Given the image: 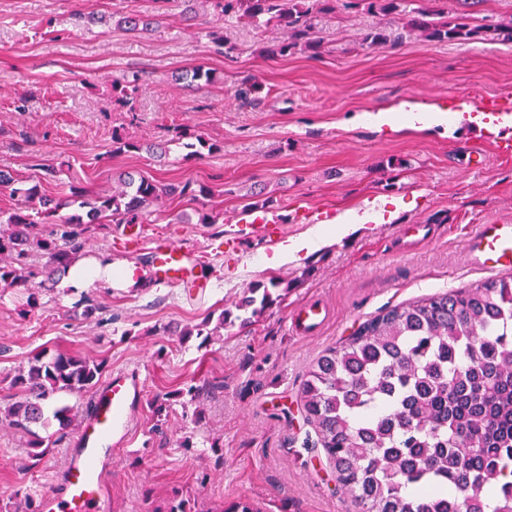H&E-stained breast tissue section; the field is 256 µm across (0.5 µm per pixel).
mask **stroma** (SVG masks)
<instances>
[{"instance_id": "35a3bbf8", "label": "stroma", "mask_w": 512, "mask_h": 512, "mask_svg": "<svg viewBox=\"0 0 512 512\" xmlns=\"http://www.w3.org/2000/svg\"><path fill=\"white\" fill-rule=\"evenodd\" d=\"M415 0L372 15L332 0L311 23L319 57L299 50L269 57L287 40L281 28L261 30L224 20L209 0H170L158 25L138 37L118 26L123 10H148L150 0H0V170L42 193L71 188L97 195L125 173L162 185L189 186L144 214L140 239L122 225L93 224L85 254L148 269L150 240L165 235L199 253L219 275L205 293L181 288L87 287L97 310L85 315L62 284L0 290V408L11 402L18 371L35 354L64 352L107 360L108 370L138 366L143 406L130 447L112 462L107 512H165L174 498L203 512L247 497L264 512H357L339 489L336 472L301 405L311 364L388 306L470 285L462 242L476 225L512 219V156L487 136L404 123L381 128L348 125L349 117L417 107L438 100L512 102V43L429 42L405 27ZM373 29L386 43L365 45ZM235 45L217 53L211 32ZM203 66L220 78L198 89L183 74ZM137 75L136 112L115 105L112 81ZM263 85V101L241 105L244 79ZM202 139L200 156L179 145L157 150L168 127ZM140 143L116 153L113 137ZM57 178L44 181L43 166ZM394 202L396 221L368 224L331 248L279 262V246L313 227L311 212H340ZM271 210L281 234L243 233L240 217ZM210 223H203V216ZM404 224H428V240L403 249ZM238 241L230 254L224 239ZM287 282L277 305L246 330L180 341L172 325L217 319L249 284ZM321 297L331 319L321 334L292 335L288 312ZM211 385L201 404L186 389ZM91 399L60 393L49 409L72 407L70 422L48 427L43 456L30 455L29 437L0 422V512H15L16 491L35 499L62 491L59 472Z\"/></svg>"}]
</instances>
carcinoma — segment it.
<instances>
[{"instance_id": "carcinoma-1", "label": "carcinoma", "mask_w": 512, "mask_h": 512, "mask_svg": "<svg viewBox=\"0 0 512 512\" xmlns=\"http://www.w3.org/2000/svg\"><path fill=\"white\" fill-rule=\"evenodd\" d=\"M215 12L254 28L274 24L288 30V41L268 50L285 56L301 49L316 57L321 43L311 17L328 0H209ZM440 0H426L407 25L433 41L481 38L512 42V25H474L460 15L445 19ZM160 15L131 11L118 23L137 36ZM190 83L203 88L219 81L199 66ZM113 98L136 111L139 79L112 81ZM262 85L246 80L237 97L260 103ZM132 177L121 189L89 199L72 189L70 202L86 210L88 223L107 214L119 224H140L150 203L186 192ZM15 192L42 203L40 215L52 219L67 202L39 194L38 186ZM49 237L34 232L37 222L19 208L0 224V288L27 282L29 259L47 255L42 273L51 279L72 265L85 245L83 219L57 220ZM281 282L253 283L210 321L185 327L180 335L211 336L227 325L245 328L263 310L282 300ZM107 367L104 358L58 354L49 361L35 355L12 387L20 399L5 410L12 427L32 432L48 428L44 403L59 392L91 391ZM307 421L335 467L344 490L362 512H485L488 492L496 491L493 512H512V481L501 477L512 462V275L488 277L448 293L387 307L361 324L345 343L326 349L308 371L301 388Z\"/></svg>"}]
</instances>
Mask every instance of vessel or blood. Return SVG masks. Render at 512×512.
I'll list each match as a JSON object with an SVG mask.
<instances>
[{
  "mask_svg": "<svg viewBox=\"0 0 512 512\" xmlns=\"http://www.w3.org/2000/svg\"><path fill=\"white\" fill-rule=\"evenodd\" d=\"M243 221L253 233L270 236L278 231L266 209L247 212ZM463 249L468 265L474 269L487 273L512 270V221L477 225L465 238ZM200 266L197 255L183 245L164 236L153 238L149 276L155 285L209 288L213 275L201 271ZM289 321L293 334L309 337L321 331L329 316L324 304L307 300L292 308ZM142 401L139 369H118L102 381L61 470L65 492L44 497L42 512H105L112 453L131 445Z\"/></svg>",
  "mask_w": 512,
  "mask_h": 512,
  "instance_id": "vessel-or-blood-1",
  "label": "vessel or blood"
}]
</instances>
